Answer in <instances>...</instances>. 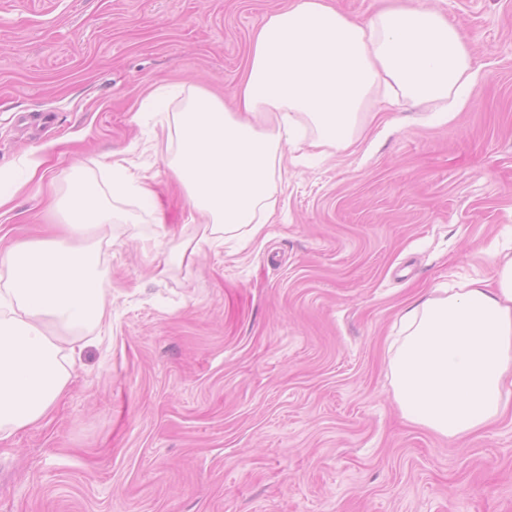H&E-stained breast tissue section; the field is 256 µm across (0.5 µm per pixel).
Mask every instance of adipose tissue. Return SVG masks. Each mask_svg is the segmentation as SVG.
Listing matches in <instances>:
<instances>
[{
  "instance_id": "obj_1",
  "label": "adipose tissue",
  "mask_w": 512,
  "mask_h": 512,
  "mask_svg": "<svg viewBox=\"0 0 512 512\" xmlns=\"http://www.w3.org/2000/svg\"><path fill=\"white\" fill-rule=\"evenodd\" d=\"M480 73L460 31L420 0H379L368 17L331 0H290L265 16L231 102L203 89L180 112L177 86H158L143 112L172 113L178 144L168 166L193 217L199 246L257 239L282 191L285 149L346 151L369 125L371 104L407 100L455 114ZM137 192L156 209L147 176L112 163V195ZM58 236L10 246L0 262V440L44 421L65 394L84 331L105 320L112 293L95 247L69 240L106 231L95 189L78 185L62 206ZM492 281L435 289L410 304L391 348L393 396L403 417L452 440L512 410V250L491 248Z\"/></svg>"
}]
</instances>
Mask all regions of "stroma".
Listing matches in <instances>:
<instances>
[{
    "label": "stroma",
    "instance_id": "1",
    "mask_svg": "<svg viewBox=\"0 0 512 512\" xmlns=\"http://www.w3.org/2000/svg\"><path fill=\"white\" fill-rule=\"evenodd\" d=\"M288 0H0V169L91 183L111 315L48 422L0 441V512H512V416L452 441L408 423L389 344L436 288L490 279L512 240V0H430L482 78L451 119L378 103L319 163L287 153L262 236L191 261L158 85L230 96L252 31ZM158 211L112 198V161ZM166 230H159L158 216ZM27 187L0 252L59 223ZM182 89L179 86H158L142 100L137 112H161L169 114L170 104L178 97Z\"/></svg>",
    "mask_w": 512,
    "mask_h": 512
}]
</instances>
